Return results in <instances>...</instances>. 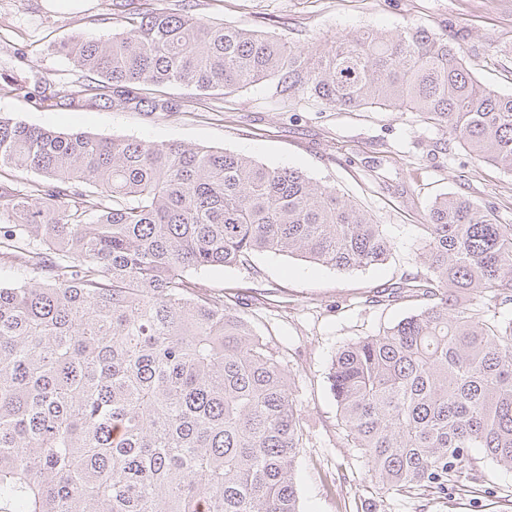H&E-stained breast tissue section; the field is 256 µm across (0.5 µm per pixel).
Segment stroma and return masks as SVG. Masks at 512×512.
Segmentation results:
<instances>
[{
    "label": "stroma",
    "mask_w": 512,
    "mask_h": 512,
    "mask_svg": "<svg viewBox=\"0 0 512 512\" xmlns=\"http://www.w3.org/2000/svg\"><path fill=\"white\" fill-rule=\"evenodd\" d=\"M194 12L230 26L269 33L289 45L319 48L372 28L420 27L447 33L485 85L512 93V0H191ZM112 0H0V116L61 132L221 148L270 167H290L336 190L383 224L388 261L338 271L298 256L255 255L249 266L195 271L211 293L234 289L239 311L270 341L291 373L304 447L296 482L302 512H512V471L479 459L447 498L385 492L370 482L343 430L328 373L339 348L393 327L423 306L419 297L376 303V290L415 273L421 225L432 201L453 192L492 208L512 224V174L474 163L446 129L419 112L337 110L283 92L278 78L207 95L169 87L186 112L105 109L83 99L47 108L36 92L51 84L69 95L83 74L58 50L81 33L119 30ZM17 81L26 95L3 92Z\"/></svg>",
    "instance_id": "35a3bbf8"
}]
</instances>
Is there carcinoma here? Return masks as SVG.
<instances>
[{"label": "carcinoma", "instance_id": "cac0c4a2", "mask_svg": "<svg viewBox=\"0 0 512 512\" xmlns=\"http://www.w3.org/2000/svg\"><path fill=\"white\" fill-rule=\"evenodd\" d=\"M60 51L102 107L185 112L162 94L268 76L339 110L421 112L512 172V94L448 34L360 30L322 48L215 24L185 0ZM0 512H300L304 425L290 372L249 318L189 278L296 255L385 261L383 225L306 175L213 147L62 133L0 117ZM36 171L41 182L20 174ZM402 283L430 300L336 352L340 421L385 490L448 496L469 449L512 470V224L437 198Z\"/></svg>", "mask_w": 512, "mask_h": 512}]
</instances>
